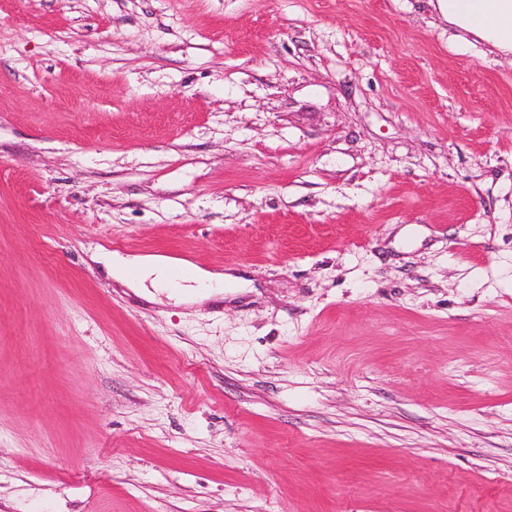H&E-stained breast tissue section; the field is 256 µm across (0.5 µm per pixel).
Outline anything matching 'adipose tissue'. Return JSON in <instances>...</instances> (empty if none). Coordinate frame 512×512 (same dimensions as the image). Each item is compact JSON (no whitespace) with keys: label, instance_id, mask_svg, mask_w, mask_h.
<instances>
[{"label":"adipose tissue","instance_id":"ef3b65f1","mask_svg":"<svg viewBox=\"0 0 512 512\" xmlns=\"http://www.w3.org/2000/svg\"><path fill=\"white\" fill-rule=\"evenodd\" d=\"M438 8L448 23L469 33L499 52L512 53V0H438ZM173 263L156 255L112 256V274L140 292L154 289L168 293L176 302L203 300L241 285L230 272L195 269L182 283L172 279Z\"/></svg>","mask_w":512,"mask_h":512}]
</instances>
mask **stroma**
I'll list each match as a JSON object with an SVG mask.
<instances>
[{"mask_svg": "<svg viewBox=\"0 0 512 512\" xmlns=\"http://www.w3.org/2000/svg\"><path fill=\"white\" fill-rule=\"evenodd\" d=\"M435 2L0 0V512H512V55ZM173 263L170 259L156 255H121L112 256V276L126 282L131 288L152 297L148 288L167 292L176 303L208 299L224 292L226 288L245 285L246 281L231 272H211L193 266L194 274L183 284L172 279ZM202 288H208L206 290Z\"/></svg>", "mask_w": 512, "mask_h": 512, "instance_id": "stroma-1", "label": "stroma"}]
</instances>
